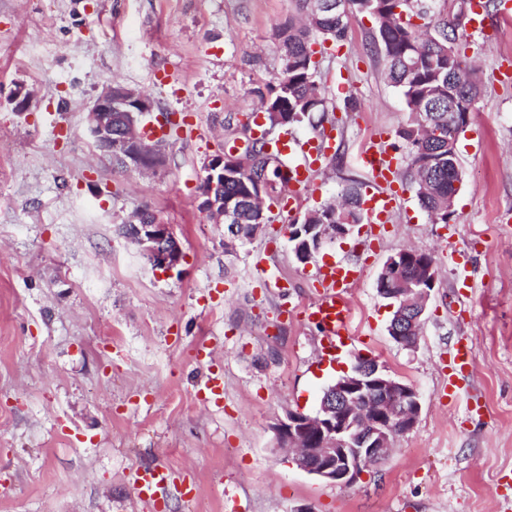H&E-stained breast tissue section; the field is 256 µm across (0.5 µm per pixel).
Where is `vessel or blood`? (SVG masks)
Masks as SVG:
<instances>
[{
  "label": "vessel or blood",
  "instance_id": "1",
  "mask_svg": "<svg viewBox=\"0 0 512 512\" xmlns=\"http://www.w3.org/2000/svg\"><path fill=\"white\" fill-rule=\"evenodd\" d=\"M284 151L290 159L288 202L293 205L309 194L310 174L319 164L323 149L312 141L302 144L292 140ZM363 164L373 186L369 199L371 222L375 225L390 223L401 194L395 185L396 161L384 147L382 133L372 134L363 151ZM361 277V266L347 259L324 262L317 270L316 294L305 306L303 317L320 330L325 350L338 348L350 338L352 306L348 294ZM134 486L138 498L155 508L161 495L170 492L172 482L167 469L154 466L138 469Z\"/></svg>",
  "mask_w": 512,
  "mask_h": 512
}]
</instances>
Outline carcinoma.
<instances>
[{"label":"carcinoma","mask_w":512,"mask_h":512,"mask_svg":"<svg viewBox=\"0 0 512 512\" xmlns=\"http://www.w3.org/2000/svg\"><path fill=\"white\" fill-rule=\"evenodd\" d=\"M295 2L302 20L290 18L275 33L282 70L268 96V107L284 114L286 127L309 112L321 113V123L327 120L326 90L312 61L313 45L345 40L349 16H370L375 27L369 33V46L382 59L388 83L400 91L412 116L398 136L409 149L418 201L428 216L436 217L434 223H448V197L454 193L448 177V138L455 125V115L448 111V90H458L466 103L461 111L466 113L475 111L480 98L477 71L462 65L458 50L463 36L459 16H449L436 0H341L342 8L319 15L310 12L309 0ZM397 8L406 16L396 13ZM263 148L258 145L256 165L270 189L266 195L270 200L288 182V167L275 151L273 159H268ZM251 181L248 173L224 183V198L235 199L243 214L245 243L253 239L252 224L256 223L248 215L251 202L244 193V184ZM362 203L359 184L346 186L336 205L338 216L346 224L362 223Z\"/></svg>","instance_id":"cac0c4a2"}]
</instances>
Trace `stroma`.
Returning a JSON list of instances; mask_svg holds the SVG:
<instances>
[{
    "mask_svg": "<svg viewBox=\"0 0 512 512\" xmlns=\"http://www.w3.org/2000/svg\"><path fill=\"white\" fill-rule=\"evenodd\" d=\"M294 0H0V512H151L132 476L162 466L193 500L161 512H512V28L465 30L481 98L458 139L462 186L430 223L397 133L410 121L352 16L326 42L318 76L333 106L332 153L297 215L369 175L360 147L385 129L402 204L375 243L364 225L318 261L361 256L350 294L354 344L321 352L302 318L317 263H300L288 225L229 252L200 212L204 161L240 139L280 70L274 33ZM35 100L13 112L15 83ZM135 85L172 120L165 172L113 167L86 113L113 83ZM173 225L185 257L154 269L119 226L142 205ZM413 247L438 277L417 346L395 343L376 282ZM464 253L466 265L452 262ZM474 360L447 390L448 351ZM373 357L420 393L415 427L352 486L289 466L274 427L314 412L323 389ZM224 383L222 406L196 387Z\"/></svg>",
    "mask_w": 512,
    "mask_h": 512,
    "instance_id": "stroma-1",
    "label": "stroma"
}]
</instances>
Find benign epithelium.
<instances>
[{
  "label": "benign epithelium",
  "instance_id": "1",
  "mask_svg": "<svg viewBox=\"0 0 512 512\" xmlns=\"http://www.w3.org/2000/svg\"><path fill=\"white\" fill-rule=\"evenodd\" d=\"M31 92L17 85L10 97L14 110L28 111ZM153 103L140 97L137 88L109 85L103 89L86 113V122L97 148L109 158L121 161L124 169L160 172L163 138L145 131L143 121L152 114ZM253 164L251 152L217 153L203 164L198 192L200 206L209 221L225 225L229 249L237 248L241 233L238 215L224 203V182L239 178ZM336 215L317 213L316 224H294L290 240L297 260L307 264L326 244L347 237L352 224L335 223ZM131 240L155 269L170 273L183 260V250L174 226L155 213L151 222L135 225ZM415 268L413 276L402 279L399 287H388L389 279L401 266ZM437 279L436 265L418 262L405 252L391 256L378 279L377 292L393 314L388 332L398 345L413 349L417 340L406 335V325L415 324L425 313L427 301ZM421 411L420 394L413 385L390 375L375 359L360 358L349 370L325 387L315 412L306 414L288 409L276 425L280 444L294 449L291 464L324 482L351 486L364 469L375 464L396 437V431H410Z\"/></svg>",
  "mask_w": 512,
  "mask_h": 512
}]
</instances>
